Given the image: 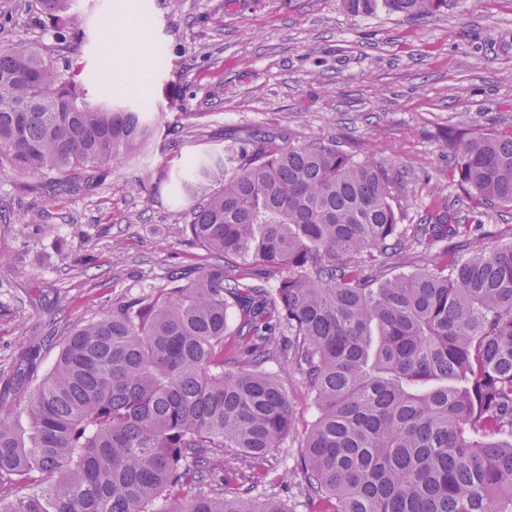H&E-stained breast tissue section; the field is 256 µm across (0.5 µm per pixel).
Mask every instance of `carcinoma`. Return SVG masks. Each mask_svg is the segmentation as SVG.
Here are the masks:
<instances>
[{
	"label": "carcinoma",
	"mask_w": 512,
	"mask_h": 512,
	"mask_svg": "<svg viewBox=\"0 0 512 512\" xmlns=\"http://www.w3.org/2000/svg\"><path fill=\"white\" fill-rule=\"evenodd\" d=\"M427 16L447 0H344ZM57 40L72 0H29ZM145 113L89 104L35 48L0 45V174L63 188L137 155ZM449 178L477 217L512 207V127L448 131ZM210 260L92 319L0 397V512H288L237 482L297 438L311 512H512V243L468 247L437 207L400 223L395 180L324 141L252 132L177 179ZM413 254L424 265L394 273ZM288 364L313 394L299 428Z\"/></svg>",
	"instance_id": "cac0c4a2"
}]
</instances>
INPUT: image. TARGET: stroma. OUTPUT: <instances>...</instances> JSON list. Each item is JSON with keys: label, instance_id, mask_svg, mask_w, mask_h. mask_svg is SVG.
<instances>
[{"label": "stroma", "instance_id": "35a3bbf8", "mask_svg": "<svg viewBox=\"0 0 512 512\" xmlns=\"http://www.w3.org/2000/svg\"><path fill=\"white\" fill-rule=\"evenodd\" d=\"M73 10L79 34L65 43L28 0H0V44L70 59L89 102L111 98L179 132L109 165L96 188L50 201L0 175V376L33 349L49 371L69 335L113 302L206 262L183 232L192 198L150 189L162 170L275 129L398 173L402 223H419L434 200L464 219L448 178L449 128L512 125V0H448L423 18L381 7L358 15L343 0H75ZM120 21L141 30L144 51L109 46ZM120 56L146 62L136 93L112 90ZM299 454L293 444L273 451L265 467L284 482L256 494L308 512Z\"/></svg>", "mask_w": 512, "mask_h": 512}]
</instances>
